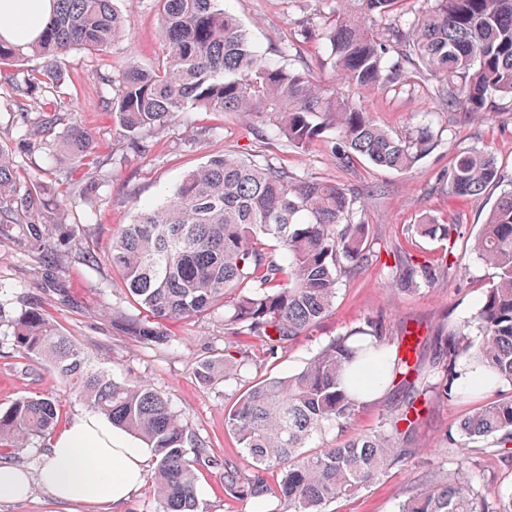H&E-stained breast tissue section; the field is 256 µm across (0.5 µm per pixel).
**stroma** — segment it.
Returning a JSON list of instances; mask_svg holds the SVG:
<instances>
[{
  "label": "stroma",
  "mask_w": 512,
  "mask_h": 512,
  "mask_svg": "<svg viewBox=\"0 0 512 512\" xmlns=\"http://www.w3.org/2000/svg\"><path fill=\"white\" fill-rule=\"evenodd\" d=\"M223 4L239 17L259 51L272 59L278 58L282 43L291 38L296 22L326 20L325 0H223ZM116 6L132 38L113 46V65H120L131 54L144 64L155 63L160 54L155 0H117ZM96 65L94 55L73 51L61 93L67 111L92 132L103 156L114 159L108 181L92 196L73 204L68 216L69 223L82 225L100 244H107L110 226L132 223L135 204L160 202L187 171L224 153H258L294 175L359 191L364 220L380 239L379 261L343 278L335 306L320 326L274 354L260 341L226 339L220 310L202 319L168 324L169 344H143L112 327L114 312L133 314L137 308L106 262H85L75 242L62 248L55 256L56 276L67 291L62 297L42 287L36 253L22 245L0 244V301L8 315L38 302L58 328L82 344L115 378L141 380L161 392L204 443L209 459L195 468L202 512H267V504L239 499L224 490V462L246 463L242 448L224 427L225 409L256 382L299 370L330 339L370 317L385 318L392 332L405 327L423 336L421 359L431 363L435 330L447 322L470 320L483 300L492 271L472 250L470 239L500 194L499 188L491 187L480 196L459 198L449 194L439 176L456 153L481 150L491 153L505 178L512 180V110L504 109L488 122L463 121L444 111L428 81H417L389 96L338 84L342 95L360 104L388 130L405 133L421 125L431 127L436 140L433 150L404 173L364 162L341 166L319 143L305 152L264 144L253 125L233 112L186 113L149 138L144 152L134 154L92 75ZM0 146L13 150L21 168L43 171L49 181L67 165L64 154L46 158L38 139L23 138L19 115L4 87H0ZM426 216L441 224L462 225L464 239L451 247L440 240L410 237L407 226ZM407 258L417 262L444 258L453 269L449 278L434 287L409 295L388 285L389 266ZM240 351L252 358L246 373L210 385L199 382L195 368L201 358L220 359ZM25 397L60 400L63 422L84 409L48 364L23 355L1 331L0 407ZM483 400L480 394L435 400L422 415L411 446L410 467L390 470L359 494L330 503L326 512H398L403 493L413 481L425 474L455 471L457 455L444 451L443 439ZM466 473L476 487L512 494V456L498 455L482 443L471 445Z\"/></svg>",
  "instance_id": "1"
}]
</instances>
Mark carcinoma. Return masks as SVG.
I'll use <instances>...</instances> for the list:
<instances>
[{
    "label": "carcinoma",
    "instance_id": "carcinoma-1",
    "mask_svg": "<svg viewBox=\"0 0 512 512\" xmlns=\"http://www.w3.org/2000/svg\"><path fill=\"white\" fill-rule=\"evenodd\" d=\"M52 12L36 34L15 42L0 34V66L36 60L18 77L0 72L26 135L41 137L62 121L58 89L65 59L74 49L106 56L131 40L116 0H51ZM402 0H327L322 28L299 26V39L284 45L285 57L302 43H325L322 65L333 72L317 80L309 69L286 67L265 57L222 0H157L161 54L146 68L128 56L117 69L96 71L125 137L140 149L185 112H237L266 140L301 152L319 142L344 165L359 160L397 172L412 169L434 144L428 126L397 134L336 90L346 80L364 92L388 95L427 73L439 82L437 97L463 120L490 119L501 101L512 103V0H423L401 17ZM40 117L31 119V113ZM76 159L86 178L58 174L54 184L27 175L0 148V243L29 245L42 253L43 284L58 287L55 252L82 236L77 224H57L68 206L106 181L92 133L66 124L61 144L42 142ZM492 156L459 152L446 175L448 192L473 197L502 182ZM361 197L341 184L296 177L256 158L213 156L189 171L154 206L138 208L130 224L110 233L107 252L85 239L83 260L104 256L140 313H115L112 323L144 342L168 343L165 322L209 316L224 309V334L258 339L270 350L286 348L332 311L341 277L373 263L377 237L358 217ZM414 236L445 240L456 224L424 218ZM474 250L492 269L473 324L441 327L439 356L420 359L414 332L387 335L384 322L369 319L339 335L303 368L265 378L224 411V426L243 449L251 473L224 463V489L240 498L266 500L272 512H325L341 496L366 488L393 468L407 465L421 410L416 403L459 395L457 367L465 361L487 373L484 391L512 386V190L499 195L474 239ZM450 274L441 264L408 260L395 265L388 284L407 293L433 287ZM15 346L49 362L70 394L154 448L153 483L162 512H200L194 465L206 457L168 400L141 381L120 380L97 366L78 342L31 307L3 320ZM480 336L474 343L472 335ZM252 362L241 354L202 359L197 379L209 384L218 371L238 376ZM381 366L404 396L385 412L379 430L355 434L350 427L373 394L363 373ZM59 402L22 398L0 409V445L22 448L53 429ZM346 439L324 448L310 441L328 426ZM512 445V394L475 408L444 445L463 453V443ZM281 480L271 490L265 471ZM399 512H512L501 498L473 487L459 473L427 475L405 492Z\"/></svg>",
    "mask_w": 512,
    "mask_h": 512
}]
</instances>
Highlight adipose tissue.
Returning <instances> with one entry per match:
<instances>
[{
    "label": "adipose tissue",
    "mask_w": 512,
    "mask_h": 512,
    "mask_svg": "<svg viewBox=\"0 0 512 512\" xmlns=\"http://www.w3.org/2000/svg\"><path fill=\"white\" fill-rule=\"evenodd\" d=\"M50 7L49 0H0V19L9 21L5 37L27 39ZM152 456V449L125 429L99 413L82 412L52 436L37 476L0 460V501L26 500L38 484L68 507L107 503L119 512L144 487Z\"/></svg>",
    "instance_id": "1"
}]
</instances>
